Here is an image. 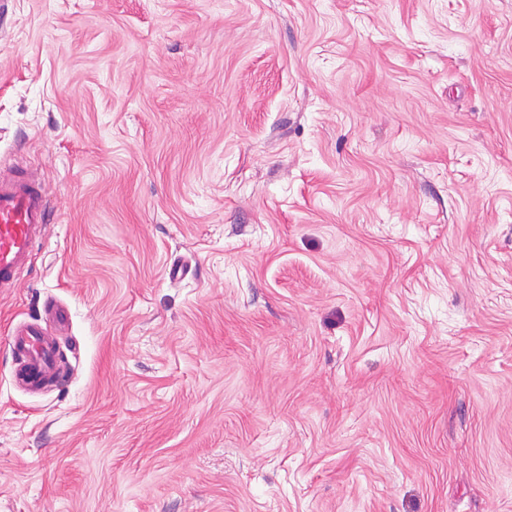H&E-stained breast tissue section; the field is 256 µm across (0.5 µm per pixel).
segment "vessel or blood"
<instances>
[{"mask_svg":"<svg viewBox=\"0 0 512 512\" xmlns=\"http://www.w3.org/2000/svg\"><path fill=\"white\" fill-rule=\"evenodd\" d=\"M53 211L40 173L19 166L0 167V293L21 286L34 244L44 238ZM53 327L21 322L10 329L13 379L25 390H43L56 377V331L69 321L67 307L53 304Z\"/></svg>","mask_w":512,"mask_h":512,"instance_id":"obj_1","label":"vessel or blood"}]
</instances>
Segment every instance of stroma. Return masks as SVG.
<instances>
[{"label": "stroma", "mask_w": 512, "mask_h": 512, "mask_svg": "<svg viewBox=\"0 0 512 512\" xmlns=\"http://www.w3.org/2000/svg\"><path fill=\"white\" fill-rule=\"evenodd\" d=\"M1 163L0 512H512V0H0ZM53 211L40 173L0 167V293L19 288L34 244L44 238ZM52 304L54 329L38 322L11 324L9 348L14 362L13 379L25 390H43L56 377V333L69 322L67 307Z\"/></svg>", "instance_id": "35a3bbf8"}]
</instances>
